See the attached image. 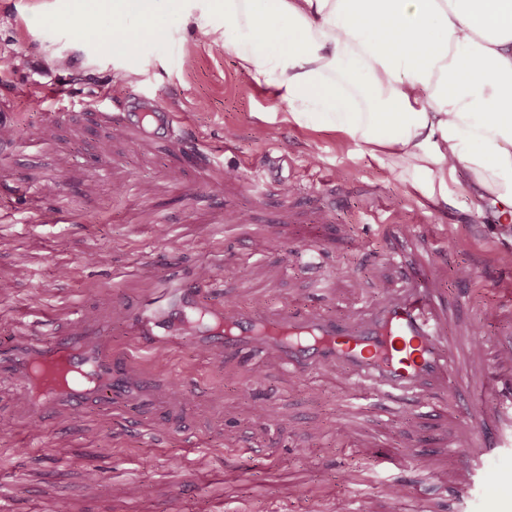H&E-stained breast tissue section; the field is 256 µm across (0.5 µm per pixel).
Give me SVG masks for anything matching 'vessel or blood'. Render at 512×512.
<instances>
[{
	"label": "vessel or blood",
	"mask_w": 512,
	"mask_h": 512,
	"mask_svg": "<svg viewBox=\"0 0 512 512\" xmlns=\"http://www.w3.org/2000/svg\"><path fill=\"white\" fill-rule=\"evenodd\" d=\"M181 125L176 113L158 106L140 132L161 138L175 134ZM410 238V231L402 230L396 248L399 288L343 317L317 308H258L228 316L222 306L191 291L181 304H161L135 316L141 344L153 352L176 347L189 321L204 318L209 322L202 342L205 353L230 357L254 345L271 353L275 366L292 377L336 370L345 381L342 393L348 407L358 410L376 400L399 412L415 402H435L447 389L449 376L467 388L466 366L475 346L449 342L448 295L435 287ZM485 352L499 391L497 409L473 418L460 400L440 409L448 417L470 420L467 431L434 466L449 494L461 501L491 462L512 448V340L491 344ZM124 363L110 343L90 338L79 326L58 331L48 342L34 328L24 345L0 350V376L23 385L37 421L58 405L79 419L91 407H116L144 395L153 378H131Z\"/></svg>",
	"instance_id": "obj_1"
}]
</instances>
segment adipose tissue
Masks as SVG:
<instances>
[{"mask_svg": "<svg viewBox=\"0 0 512 512\" xmlns=\"http://www.w3.org/2000/svg\"><path fill=\"white\" fill-rule=\"evenodd\" d=\"M80 2L111 16L117 58L207 29L298 125L342 133L433 206L465 184L512 231V0Z\"/></svg>", "mask_w": 512, "mask_h": 512, "instance_id": "adipose-tissue-1", "label": "adipose tissue"}]
</instances>
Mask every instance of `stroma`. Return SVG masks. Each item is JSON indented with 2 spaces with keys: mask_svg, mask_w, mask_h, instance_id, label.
<instances>
[{
  "mask_svg": "<svg viewBox=\"0 0 512 512\" xmlns=\"http://www.w3.org/2000/svg\"><path fill=\"white\" fill-rule=\"evenodd\" d=\"M74 13L73 0H0V102L14 116L13 154L0 157V346L22 342L32 324H68L76 307L82 326L109 330L132 376L162 383L152 411L128 403L77 420L58 406L36 426L26 392L0 380V512H341L358 493V467L371 480L364 512H415L386 494L406 479L432 512H449L428 462L458 422L376 406L350 413L335 371L291 379L257 368L250 349L207 359L192 333L143 355L127 310L179 270L232 311L340 315L396 288L388 253L402 225L420 250L436 249L441 287L470 283L478 322L462 321L458 335L483 344L512 327L495 291L512 280V242L469 215L457 186L450 206L426 207L341 133L289 122L270 89L198 32L122 62L104 46L111 17L89 28ZM53 84L78 106L32 109L30 90ZM152 103L185 115L181 135L147 139L128 124ZM374 210L394 224L367 223ZM347 435L410 449L416 465L352 454ZM511 505L508 456L488 468L469 512Z\"/></svg>",
  "mask_w": 512,
  "mask_h": 512,
  "instance_id": "35a3bbf8",
  "label": "stroma"
}]
</instances>
